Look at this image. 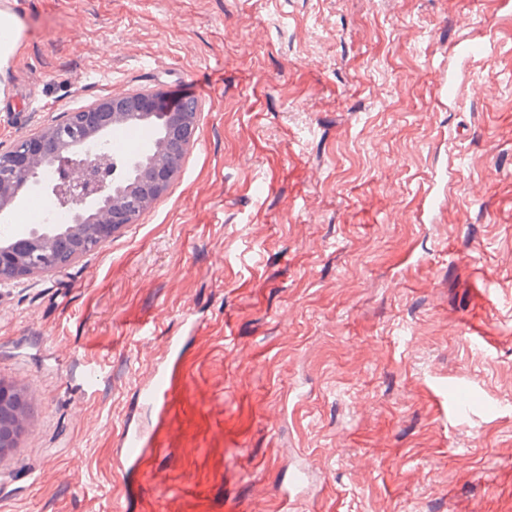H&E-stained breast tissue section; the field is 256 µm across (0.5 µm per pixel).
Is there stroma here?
Returning <instances> with one entry per match:
<instances>
[{
    "label": "stroma",
    "instance_id": "stroma-1",
    "mask_svg": "<svg viewBox=\"0 0 512 512\" xmlns=\"http://www.w3.org/2000/svg\"><path fill=\"white\" fill-rule=\"evenodd\" d=\"M10 3L0 151L143 90L200 120L137 224L0 288V377L39 399L0 512H512V13ZM462 39L497 47L443 102ZM161 359L184 382L162 417L138 396ZM25 38L23 27L12 9L0 5V75L11 69Z\"/></svg>",
    "mask_w": 512,
    "mask_h": 512
}]
</instances>
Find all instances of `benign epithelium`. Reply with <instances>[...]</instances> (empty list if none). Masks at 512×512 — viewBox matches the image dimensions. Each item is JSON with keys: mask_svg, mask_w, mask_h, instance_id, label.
Masks as SVG:
<instances>
[{"mask_svg": "<svg viewBox=\"0 0 512 512\" xmlns=\"http://www.w3.org/2000/svg\"><path fill=\"white\" fill-rule=\"evenodd\" d=\"M198 122L197 108L185 97L171 104L165 92L113 96L0 151L1 223H9L32 187L70 212L67 224L0 238V287L69 266L138 223L178 178ZM132 123L153 131L146 148L129 157L106 151L109 134ZM31 406L0 384V449L15 447Z\"/></svg>", "mask_w": 512, "mask_h": 512, "instance_id": "1", "label": "benign epithelium"}]
</instances>
